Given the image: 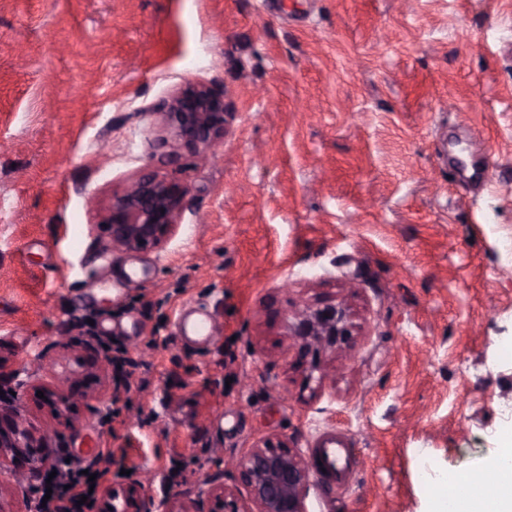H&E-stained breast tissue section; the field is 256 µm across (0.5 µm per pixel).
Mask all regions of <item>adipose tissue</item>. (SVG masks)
Wrapping results in <instances>:
<instances>
[{
	"instance_id": "obj_1",
	"label": "adipose tissue",
	"mask_w": 512,
	"mask_h": 512,
	"mask_svg": "<svg viewBox=\"0 0 512 512\" xmlns=\"http://www.w3.org/2000/svg\"><path fill=\"white\" fill-rule=\"evenodd\" d=\"M504 444L490 462L491 469L499 475L496 484L485 483L476 476L465 479L439 474L432 512H512V433Z\"/></svg>"
}]
</instances>
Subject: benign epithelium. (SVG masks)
I'll return each instance as SVG.
<instances>
[{
  "label": "benign epithelium",
  "mask_w": 512,
  "mask_h": 512,
  "mask_svg": "<svg viewBox=\"0 0 512 512\" xmlns=\"http://www.w3.org/2000/svg\"><path fill=\"white\" fill-rule=\"evenodd\" d=\"M158 115L174 135L173 155L183 151L202 160H218L229 116L224 92L189 84L165 101ZM188 194V185L176 172L141 174L122 191L112 194L98 227L115 250L157 251L175 233ZM284 330L291 347L302 358L309 382L325 376L327 355L353 348L363 335L350 305L331 299H317L289 311ZM85 366L87 371L82 377L67 379L65 390L35 387L34 391L44 393L39 399L41 406L60 415L82 401L102 398L98 371L106 364L94 359L85 362ZM54 456L55 449L34 443L31 431L20 426L13 415L0 413V467L8 462L40 473L51 466ZM232 464L247 491V503L240 502L235 489L209 481L208 488L202 491L209 502L208 509L179 507L169 512H306L308 467L285 440L260 438ZM144 497L140 484L107 487L96 500L97 512H144Z\"/></svg>",
  "instance_id": "obj_1"
}]
</instances>
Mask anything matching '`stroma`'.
<instances>
[{
  "label": "stroma",
  "instance_id": "35a3bbf8",
  "mask_svg": "<svg viewBox=\"0 0 512 512\" xmlns=\"http://www.w3.org/2000/svg\"><path fill=\"white\" fill-rule=\"evenodd\" d=\"M190 83L224 91L219 161L158 144L154 107ZM1 140L0 410L59 470L125 451L105 486L164 512L237 485L259 438L306 458L332 437L351 462L306 512H430L434 474L512 431V0H0ZM174 170V235L113 249L112 193ZM319 298L366 336L316 385L280 322ZM189 308L205 347L175 329ZM106 352L72 422L15 396ZM42 485L0 472V512Z\"/></svg>",
  "mask_w": 512,
  "mask_h": 512
}]
</instances>
